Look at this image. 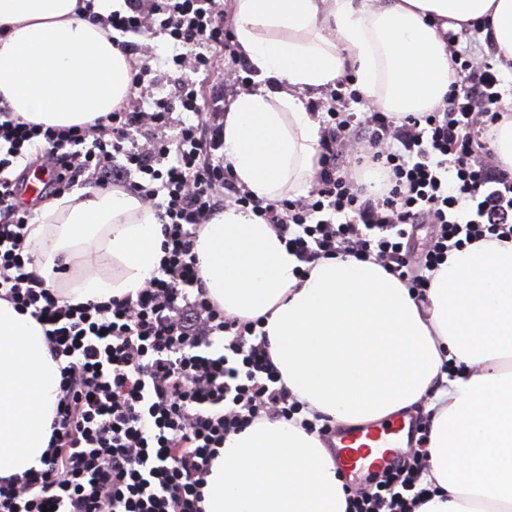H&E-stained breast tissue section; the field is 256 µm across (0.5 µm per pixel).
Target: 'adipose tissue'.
I'll use <instances>...</instances> for the list:
<instances>
[{
  "instance_id": "1",
  "label": "adipose tissue",
  "mask_w": 512,
  "mask_h": 512,
  "mask_svg": "<svg viewBox=\"0 0 512 512\" xmlns=\"http://www.w3.org/2000/svg\"><path fill=\"white\" fill-rule=\"evenodd\" d=\"M0 0V96L26 121L84 126L131 87L98 23L105 0ZM234 38L258 88L224 112L221 150L238 185L294 199L319 168L309 101L353 73L381 111L426 112L453 78L444 32L478 29L512 61V0H234ZM156 213L112 190L37 209L25 247L42 276L60 260L69 303L136 295L159 266ZM201 276L226 314L263 319L283 384L304 417L362 424L429 398L428 479L416 512H512V239L449 252L416 298L374 260L337 255L304 269L271 225L237 206L204 224ZM61 373L42 326L0 299V477L42 469ZM205 512H347L342 474L318 434L266 420L229 435L203 489Z\"/></svg>"
}]
</instances>
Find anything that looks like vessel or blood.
Here are the masks:
<instances>
[{
    "label": "vessel or blood",
    "instance_id": "obj_1",
    "mask_svg": "<svg viewBox=\"0 0 512 512\" xmlns=\"http://www.w3.org/2000/svg\"><path fill=\"white\" fill-rule=\"evenodd\" d=\"M416 428L409 415L375 424L339 427L335 434L336 461L353 474L373 473L390 463L402 449L414 446Z\"/></svg>",
    "mask_w": 512,
    "mask_h": 512
}]
</instances>
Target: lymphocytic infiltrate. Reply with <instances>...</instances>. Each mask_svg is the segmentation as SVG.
<instances>
[{"label":"lymphocytic infiltrate","mask_w":512,"mask_h":512,"mask_svg":"<svg viewBox=\"0 0 512 512\" xmlns=\"http://www.w3.org/2000/svg\"><path fill=\"white\" fill-rule=\"evenodd\" d=\"M106 26L119 32L123 53L138 51L147 16L177 52L174 66L210 75L212 49L228 42L218 0H125ZM456 79L441 105L396 117L375 112L365 122L344 110L362 102L349 76L336 82L320 139V168L309 197L278 203L240 189L214 163L217 132L195 82L180 83L174 100L152 111L126 102L89 126L59 129L23 121L0 100V299L41 321L61 372V397L42 470L0 478V512H204L202 489L229 434L254 423L298 421L302 404L282 384L266 336L256 322L228 316L207 295L194 252L202 224L228 205L272 224L300 262L336 254L375 257L417 296L449 251L512 237V169L481 160L498 122L501 80L448 35ZM190 120L173 123L174 110ZM152 126L143 149L134 135ZM364 146L347 160L342 147ZM33 155L55 194L78 185L118 187L151 203L161 224L163 256L136 297L70 304L26 253L30 214L3 172ZM167 169H159L160 160ZM381 168L378 192L356 170ZM140 180H132V173ZM417 224L437 227L420 258L405 242ZM410 462L384 468L368 489L350 495L349 512H415L426 438Z\"/></svg>","instance_id":"obj_1"}]
</instances>
